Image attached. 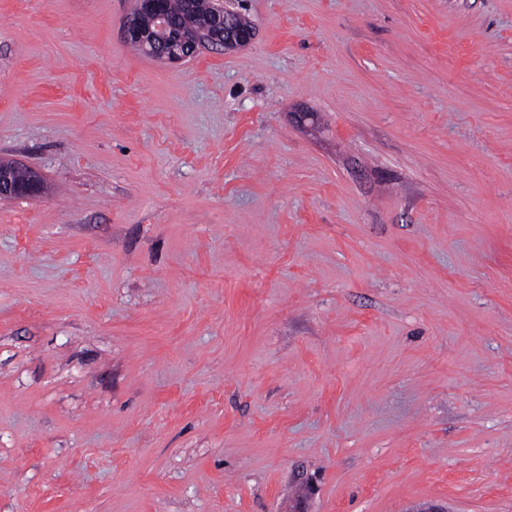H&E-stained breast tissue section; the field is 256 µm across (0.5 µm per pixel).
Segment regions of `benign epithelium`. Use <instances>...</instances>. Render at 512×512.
<instances>
[{"instance_id": "7a95c632", "label": "benign epithelium", "mask_w": 512, "mask_h": 512, "mask_svg": "<svg viewBox=\"0 0 512 512\" xmlns=\"http://www.w3.org/2000/svg\"><path fill=\"white\" fill-rule=\"evenodd\" d=\"M165 0H136L134 12L125 25V39L134 42L143 51L155 58L170 63H177L189 57L196 49L198 38L190 33H183L177 39L179 48L158 50L153 29L160 31L170 28L169 19L164 9ZM233 12L224 7V0H214L212 10V36L210 40L226 49L241 48L249 45L254 37L252 28H229ZM19 165L14 162L0 161V197H39L44 191L42 176L31 169L25 170L26 179L19 182L14 179V170Z\"/></svg>"}]
</instances>
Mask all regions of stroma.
I'll list each match as a JSON object with an SVG mask.
<instances>
[{
  "instance_id": "stroma-1",
  "label": "stroma",
  "mask_w": 512,
  "mask_h": 512,
  "mask_svg": "<svg viewBox=\"0 0 512 512\" xmlns=\"http://www.w3.org/2000/svg\"><path fill=\"white\" fill-rule=\"evenodd\" d=\"M0 0V512H512V0ZM187 2L186 0H136L134 12L125 25L126 41L134 42L129 44L135 50L144 51L147 55L170 63L183 61L195 49L207 45L208 42H201L196 47L198 42L196 36L181 33L177 39L178 49L169 48L158 51V46L154 42L155 34L145 20L148 17L151 18L157 30L169 29V19L164 9L165 3L170 16L181 21L184 19L189 26L198 30H204L210 26L212 15V36L209 39L214 45L224 46V49H235L245 47L253 41L255 30L247 28L252 26L251 22L242 15H235L233 21L237 26L246 28H229V22L235 12L224 7L223 0H215L213 10L210 0H192L193 8L189 12L186 8ZM21 169L26 173L23 182L14 179V170ZM44 191L42 176L31 169L24 170L14 162L0 161V197H39Z\"/></svg>"
}]
</instances>
